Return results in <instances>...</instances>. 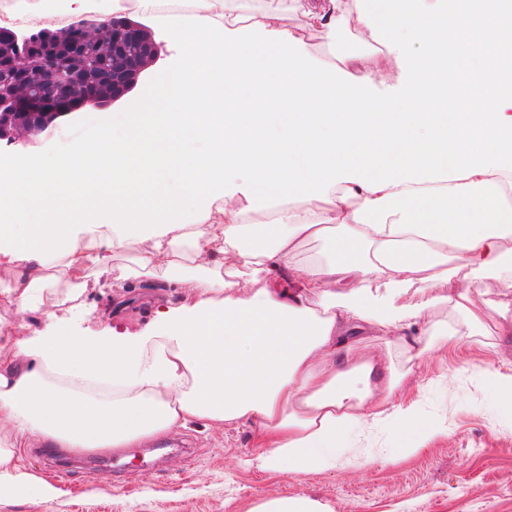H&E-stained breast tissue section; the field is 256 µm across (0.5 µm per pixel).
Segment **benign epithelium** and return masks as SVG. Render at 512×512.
<instances>
[{
	"label": "benign epithelium",
	"instance_id": "1",
	"mask_svg": "<svg viewBox=\"0 0 512 512\" xmlns=\"http://www.w3.org/2000/svg\"><path fill=\"white\" fill-rule=\"evenodd\" d=\"M86 27H112V56L117 67L94 76L79 64L69 68L55 59L59 41L46 31L35 36L46 44L39 57L12 50L19 37L10 34L0 44V68L8 67L19 75L34 73L33 84L19 93L0 89V141L9 144L28 142L61 117L88 105L105 107L131 92L148 65L158 57V45L133 21L87 20Z\"/></svg>",
	"mask_w": 512,
	"mask_h": 512
}]
</instances>
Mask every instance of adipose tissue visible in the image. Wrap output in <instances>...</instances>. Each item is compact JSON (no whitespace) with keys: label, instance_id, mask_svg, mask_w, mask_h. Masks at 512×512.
Wrapping results in <instances>:
<instances>
[{"label":"adipose tissue","instance_id":"1","mask_svg":"<svg viewBox=\"0 0 512 512\" xmlns=\"http://www.w3.org/2000/svg\"><path fill=\"white\" fill-rule=\"evenodd\" d=\"M171 2L17 0L0 20L132 9L180 48L120 130L0 159V302L52 309L24 334L0 316V500L57 497L17 463L32 442L134 448L195 420L253 424L261 469L335 468L380 426L416 453L441 429L395 407L412 387L395 354L459 348L457 325L484 328V278L512 291V0H324L325 39L356 26L395 47L389 96L382 64L319 61L242 0ZM310 240L323 257L295 260ZM133 243V274L184 283L185 300L138 332L68 328ZM191 264L202 275L183 279ZM419 281L450 291L413 295ZM476 385L512 424V371L480 368Z\"/></svg>","mask_w":512,"mask_h":512}]
</instances>
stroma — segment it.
Here are the masks:
<instances>
[{
	"instance_id": "obj_1",
	"label": "stroma",
	"mask_w": 512,
	"mask_h": 512,
	"mask_svg": "<svg viewBox=\"0 0 512 512\" xmlns=\"http://www.w3.org/2000/svg\"><path fill=\"white\" fill-rule=\"evenodd\" d=\"M257 10H277L289 28L303 32L325 62L326 40L308 28L295 0H248ZM124 110L123 103L60 118L32 147L52 154L91 137ZM482 291L491 304L484 316L493 339L459 331L456 351L435 349L413 365L414 386L404 400L443 422L426 448L388 463L348 457L336 468L297 473L258 471L252 430L224 431L196 422L180 432L118 452L79 456L42 448L24 451L22 464L60 490L51 502L4 500L0 512H252L277 496H306L327 512H512V426L491 420L470 375L476 367L512 368V321L496 312L512 293L495 280ZM184 291L153 276H131L111 288H94L70 318L78 330L112 324L116 330L147 325L157 304L178 302Z\"/></svg>"
}]
</instances>
